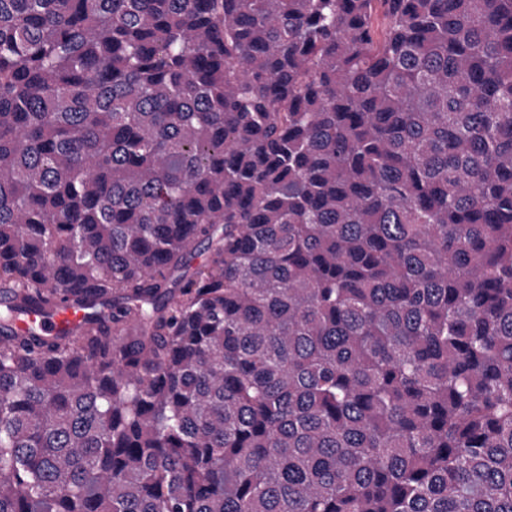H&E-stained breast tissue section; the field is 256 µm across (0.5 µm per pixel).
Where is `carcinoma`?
Returning a JSON list of instances; mask_svg holds the SVG:
<instances>
[{
  "label": "carcinoma",
  "instance_id": "obj_1",
  "mask_svg": "<svg viewBox=\"0 0 512 512\" xmlns=\"http://www.w3.org/2000/svg\"><path fill=\"white\" fill-rule=\"evenodd\" d=\"M0 512H512V0H0ZM84 319V313L68 304H61L50 316H30L18 323V329L25 330L29 326H36L48 336L59 333L61 330L72 327Z\"/></svg>",
  "mask_w": 512,
  "mask_h": 512
}]
</instances>
